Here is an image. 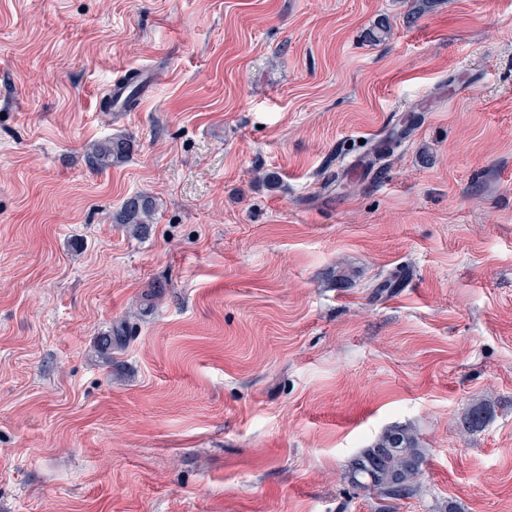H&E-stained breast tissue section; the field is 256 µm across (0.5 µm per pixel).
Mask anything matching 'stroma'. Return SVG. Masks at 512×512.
<instances>
[{
	"mask_svg": "<svg viewBox=\"0 0 512 512\" xmlns=\"http://www.w3.org/2000/svg\"><path fill=\"white\" fill-rule=\"evenodd\" d=\"M417 4L0 0V512H512V0ZM132 149L131 141L124 137L109 138L93 145L89 163L93 169L103 171L126 160ZM156 205L153 198L145 193H137L126 198L115 215L116 224H125L134 231L142 232L154 221ZM426 455L411 428L391 425L348 460L345 477L354 487L383 500H400L417 491Z\"/></svg>",
	"mask_w": 512,
	"mask_h": 512,
	"instance_id": "1",
	"label": "stroma"
}]
</instances>
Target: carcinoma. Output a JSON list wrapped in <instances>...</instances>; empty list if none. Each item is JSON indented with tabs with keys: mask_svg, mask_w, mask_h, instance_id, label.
Masks as SVG:
<instances>
[{
	"mask_svg": "<svg viewBox=\"0 0 512 512\" xmlns=\"http://www.w3.org/2000/svg\"><path fill=\"white\" fill-rule=\"evenodd\" d=\"M133 145L124 137L109 138L93 145L88 155L95 170H106L126 160ZM153 198L137 193L126 198L115 215V223L143 231L154 221ZM426 462V449L418 435L404 425L387 427L369 446L350 458L345 477L356 488L383 500H400L417 491V480Z\"/></svg>",
	"mask_w": 512,
	"mask_h": 512,
	"instance_id": "obj_1",
	"label": "carcinoma"
}]
</instances>
